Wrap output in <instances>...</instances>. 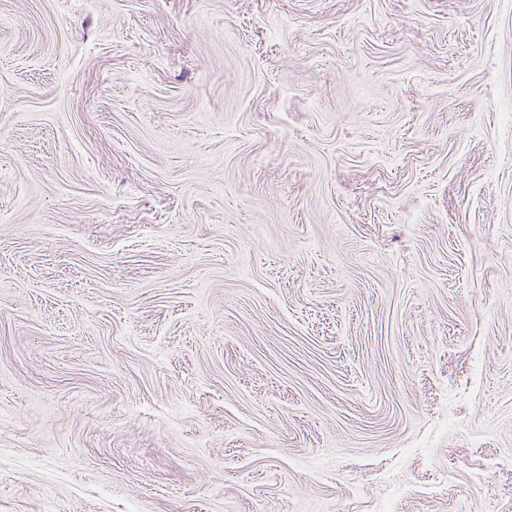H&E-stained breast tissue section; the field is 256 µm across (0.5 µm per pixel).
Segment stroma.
<instances>
[{"label": "stroma", "mask_w": 512, "mask_h": 512, "mask_svg": "<svg viewBox=\"0 0 512 512\" xmlns=\"http://www.w3.org/2000/svg\"><path fill=\"white\" fill-rule=\"evenodd\" d=\"M512 0H0V512H512Z\"/></svg>", "instance_id": "35a3bbf8"}]
</instances>
